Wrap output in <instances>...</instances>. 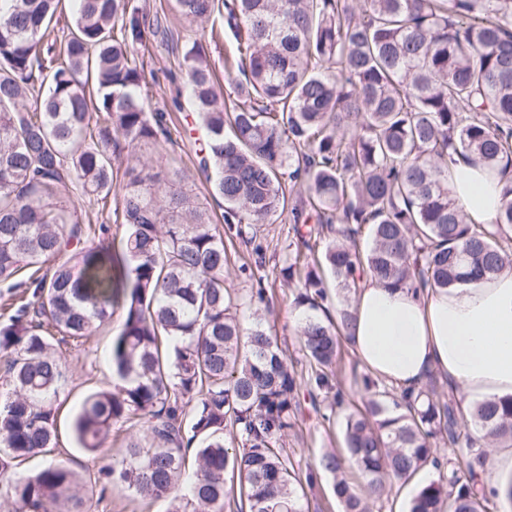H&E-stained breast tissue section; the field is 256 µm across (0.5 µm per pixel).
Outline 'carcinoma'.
I'll use <instances>...</instances> for the list:
<instances>
[{
	"mask_svg": "<svg viewBox=\"0 0 512 512\" xmlns=\"http://www.w3.org/2000/svg\"><path fill=\"white\" fill-rule=\"evenodd\" d=\"M60 0H0V288L25 300L0 316V500L9 512H75L80 482L50 457L68 367L56 355L122 312L112 387L73 417L97 452L116 426L145 427L101 471L166 512H224L226 475L238 512H304L284 436L300 394L342 419L346 455L323 456L343 512H370L430 466L435 479L408 512H488L476 488L485 452L443 462L437 443L512 445V397L486 400L459 424L456 401L429 374L416 401L365 373L356 396L332 365L352 311L314 315L336 287L370 276L388 288H448L512 270V181L492 224L470 225L448 194V156L512 172V0H170L203 24L224 16L236 42L234 97L217 90L206 48L183 44L181 72L206 132L199 170L224 200L227 230L246 242L291 208L305 227L282 277L307 310L298 335L311 372L298 376L260 322L246 330L224 287V234L182 188L138 152L170 138L144 91L138 49L160 26L129 0H77L67 34L48 42ZM131 160L121 185L114 166ZM114 192L119 240L83 224L64 200ZM367 233L366 247L357 245ZM325 243L322 256L315 249ZM45 456L36 474L24 460Z\"/></svg>",
	"mask_w": 512,
	"mask_h": 512,
	"instance_id": "1",
	"label": "carcinoma"
}]
</instances>
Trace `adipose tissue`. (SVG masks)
I'll return each instance as SVG.
<instances>
[{
  "label": "adipose tissue",
  "instance_id": "ef3b65f1",
  "mask_svg": "<svg viewBox=\"0 0 512 512\" xmlns=\"http://www.w3.org/2000/svg\"><path fill=\"white\" fill-rule=\"evenodd\" d=\"M448 190L471 224L491 223L505 175L477 160L451 164ZM348 342L360 364L398 393L415 391L428 374L462 390L463 410L512 396V272L492 280L416 294L365 278L354 296ZM483 480L512 512V447L493 450Z\"/></svg>",
  "mask_w": 512,
  "mask_h": 512
}]
</instances>
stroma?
I'll list each match as a JSON object with an SVG mask.
<instances>
[{
    "label": "stroma",
    "mask_w": 512,
    "mask_h": 512,
    "mask_svg": "<svg viewBox=\"0 0 512 512\" xmlns=\"http://www.w3.org/2000/svg\"><path fill=\"white\" fill-rule=\"evenodd\" d=\"M131 3L149 15L160 16L175 33L190 34L208 41L212 69L217 80H224V62L235 50L231 35H224L218 43L213 44L209 41V25L191 23L174 15L166 10V0H131ZM139 57L144 62L145 80L153 94V107L171 115L169 141L156 149H142L141 161L154 167L171 165L180 168L184 175V189L205 207L215 224H222L224 201L214 196L211 183L197 174L199 141L204 131L198 127L190 104L180 107L174 104L181 82L179 58L155 42L149 43ZM294 239L291 215L287 212L275 223L258 225L252 242L225 236L224 247L229 257L225 284L244 297L250 296L257 288H264V302H254L241 308L243 325L248 328L255 321H262L276 336L279 347L295 370L304 374L309 369V363L297 333L301 311L293 304L294 285L288 284L280 273L288 255V245ZM260 254L264 255L265 263L259 268L255 260ZM251 266L257 269V276L253 279L244 273L245 268ZM120 322V315H113L110 324L95 331L81 346L63 354L69 366V382L64 391L67 401L58 419L59 445L55 457L84 477V512H166L167 502H153L120 487L104 491L93 483L92 477L97 471L124 454L127 444L124 430H113L105 449L96 453L79 448L71 434L72 413L81 399L91 391L112 385L110 347ZM285 443L295 459L299 475L309 474L313 477L312 483L304 487L308 512H341L333 493L336 478L319 466L323 455L339 453L344 448L340 422L322 420L315 413L310 399L302 398L296 425L289 430Z\"/></svg>",
    "instance_id": "stroma-1"
}]
</instances>
